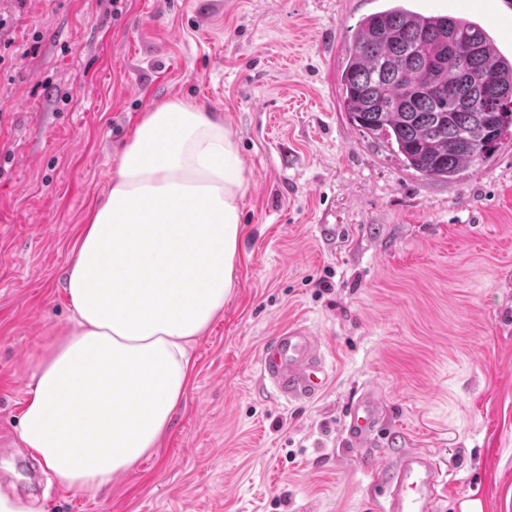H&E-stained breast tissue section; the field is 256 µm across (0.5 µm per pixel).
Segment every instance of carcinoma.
I'll use <instances>...</instances> for the list:
<instances>
[{"label": "carcinoma", "instance_id": "1", "mask_svg": "<svg viewBox=\"0 0 512 512\" xmlns=\"http://www.w3.org/2000/svg\"><path fill=\"white\" fill-rule=\"evenodd\" d=\"M408 2L389 0L360 20L342 72L343 106L407 167L452 181L512 132V56L478 22Z\"/></svg>", "mask_w": 512, "mask_h": 512}]
</instances>
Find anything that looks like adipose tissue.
Wrapping results in <instances>:
<instances>
[{"label":"adipose tissue","mask_w":512,"mask_h":512,"mask_svg":"<svg viewBox=\"0 0 512 512\" xmlns=\"http://www.w3.org/2000/svg\"><path fill=\"white\" fill-rule=\"evenodd\" d=\"M247 190L222 118L179 99L141 117L81 227L71 324L41 356L20 420L61 486L98 491L155 452L190 351L237 286Z\"/></svg>","instance_id":"adipose-tissue-1"}]
</instances>
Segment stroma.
<instances>
[{
  "label": "stroma",
  "mask_w": 512,
  "mask_h": 512,
  "mask_svg": "<svg viewBox=\"0 0 512 512\" xmlns=\"http://www.w3.org/2000/svg\"><path fill=\"white\" fill-rule=\"evenodd\" d=\"M472 15L512 55L501 0ZM379 0H0V489L37 512H372L343 442L375 386V449L434 455L439 512H512V135L446 182L350 121L341 75ZM219 115L246 164L237 286L192 352L157 451L100 492L18 453L31 375L69 322L65 276L141 116ZM329 280L322 290L320 280ZM310 326L332 377L310 403L259 378L280 327Z\"/></svg>",
  "instance_id": "1"
}]
</instances>
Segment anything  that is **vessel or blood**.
Here are the masks:
<instances>
[{"instance_id":"b4317fda","label":"vessel or blood","mask_w":512,"mask_h":512,"mask_svg":"<svg viewBox=\"0 0 512 512\" xmlns=\"http://www.w3.org/2000/svg\"><path fill=\"white\" fill-rule=\"evenodd\" d=\"M259 374L280 398L310 401L324 393L331 371L316 334L305 325L291 324L264 347ZM383 414V403L369 389L345 414L347 444L370 466L378 512H437L447 474L431 454L406 449L386 460L371 455L369 446L381 430Z\"/></svg>"}]
</instances>
